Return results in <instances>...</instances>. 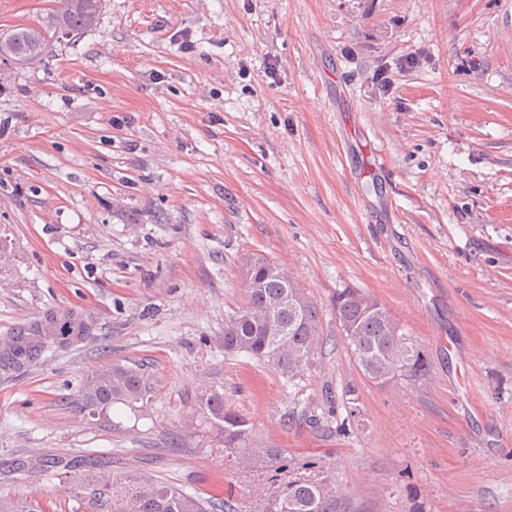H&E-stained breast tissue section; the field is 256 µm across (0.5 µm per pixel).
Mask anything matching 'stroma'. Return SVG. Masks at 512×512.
<instances>
[{
  "label": "stroma",
  "mask_w": 512,
  "mask_h": 512,
  "mask_svg": "<svg viewBox=\"0 0 512 512\" xmlns=\"http://www.w3.org/2000/svg\"><path fill=\"white\" fill-rule=\"evenodd\" d=\"M54 7L0 0V34ZM250 253L319 311L296 384L224 351ZM345 288L426 379L364 376ZM66 313L84 339L0 365V500L102 512L52 466L92 454L225 494L223 449L184 425L216 391L330 470L336 512H512V0H104L41 65L0 62V337ZM111 359L148 365L151 400L89 417Z\"/></svg>",
  "instance_id": "obj_1"
}]
</instances>
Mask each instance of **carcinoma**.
I'll use <instances>...</instances> for the list:
<instances>
[{"mask_svg": "<svg viewBox=\"0 0 512 512\" xmlns=\"http://www.w3.org/2000/svg\"><path fill=\"white\" fill-rule=\"evenodd\" d=\"M59 2V9L47 16L45 25L15 29L11 41L0 45V60L30 65L41 62L52 39L82 34L93 25L101 8V0ZM269 264L261 254L244 258L242 266L259 287L247 289L249 314L236 313L225 323L224 352H245L293 383L313 366L321 351L320 316L306 298L298 308L285 304L268 310L271 300L302 293L294 277L284 280L272 274ZM335 310L367 378L379 384L393 382L390 370L400 356L408 358V379L426 376L428 364L422 349L377 299L346 288L337 294ZM51 324L56 327L59 348L88 332L84 321L68 313ZM44 350V342H27L21 330L0 353V362L20 365ZM153 389V377L144 363L113 361L86 376L77 400L88 415L103 416L118 403L132 410L147 405ZM198 411L215 444L224 449V465L231 480L248 483L244 496L202 499L147 475L114 473L101 456L78 464L59 459L55 467L76 485L83 484L86 474H95L93 496L109 512H336V500L325 493L331 485L329 471L311 461L292 466L280 449L255 439L246 418L224 410V397L218 393H202ZM79 467L88 473L77 472Z\"/></svg>", "mask_w": 512, "mask_h": 512, "instance_id": "carcinoma-1", "label": "carcinoma"}]
</instances>
